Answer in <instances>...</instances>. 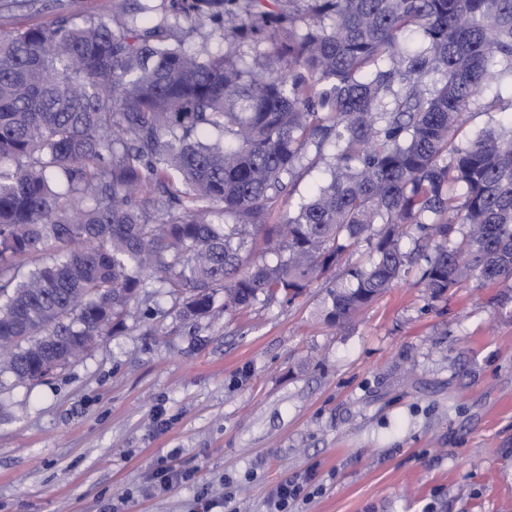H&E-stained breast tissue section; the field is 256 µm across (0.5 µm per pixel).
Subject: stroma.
Returning a JSON list of instances; mask_svg holds the SVG:
<instances>
[{
    "mask_svg": "<svg viewBox=\"0 0 512 512\" xmlns=\"http://www.w3.org/2000/svg\"><path fill=\"white\" fill-rule=\"evenodd\" d=\"M0 0V30L58 5ZM412 266L349 324L325 321L334 274L292 304L258 300L189 329L171 298L48 378L0 374V512H195L231 493L266 512H512V288L471 278L438 298ZM193 471L154 491L160 459ZM305 485L285 480L280 483L268 498V512H290L294 502L304 494Z\"/></svg>",
    "mask_w": 512,
    "mask_h": 512,
    "instance_id": "1",
    "label": "stroma"
}]
</instances>
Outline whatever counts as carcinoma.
Returning <instances> with one entry per match:
<instances>
[{
  "mask_svg": "<svg viewBox=\"0 0 512 512\" xmlns=\"http://www.w3.org/2000/svg\"><path fill=\"white\" fill-rule=\"evenodd\" d=\"M506 106L512 0H112L1 30L0 373L68 364L149 288L195 322L338 270L340 327L400 279L415 229L431 297L511 282L512 127L457 141ZM317 159L328 178L291 203ZM364 241L368 263L343 262Z\"/></svg>",
  "mask_w": 512,
  "mask_h": 512,
  "instance_id": "1",
  "label": "carcinoma"
}]
</instances>
